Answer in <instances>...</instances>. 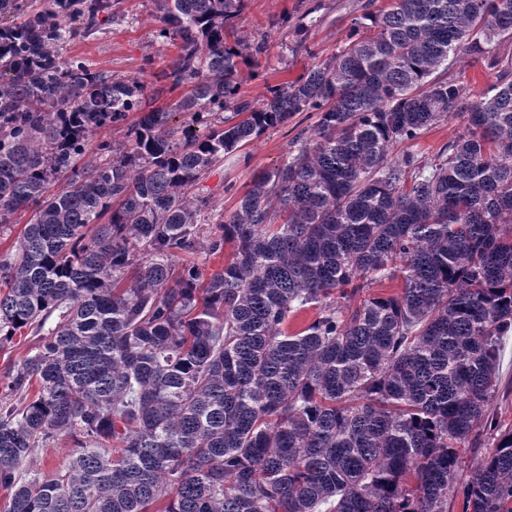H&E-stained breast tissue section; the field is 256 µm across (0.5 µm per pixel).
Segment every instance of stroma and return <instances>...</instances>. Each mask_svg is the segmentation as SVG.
<instances>
[{"label":"stroma","mask_w":512,"mask_h":512,"mask_svg":"<svg viewBox=\"0 0 512 512\" xmlns=\"http://www.w3.org/2000/svg\"><path fill=\"white\" fill-rule=\"evenodd\" d=\"M368 0H246L235 27L244 35L265 42L257 71L242 67L241 93L246 99H266L269 87L299 77L313 65L315 58H328L349 39L352 21L359 17ZM316 7V23L307 35H299L293 20L309 7ZM118 11L125 16L119 23L102 22L101 29L87 38L71 41L65 56H79L94 68L118 76H137L145 85L150 107L173 103L177 95L168 92L160 77L169 70L177 55L174 45L156 40L159 23L153 0H119ZM315 116L301 114L287 125L267 129L242 150L226 159L196 187L208 196L216 212L230 214L239 199L251 188L253 174L282 166L288 159L291 142L303 129H311ZM465 131L462 118L452 116L425 131L419 139L395 146L391 159L411 153L427 162L454 142ZM37 339L29 331L14 336L0 346V404L19 403L20 397L9 387L8 373L14 365L33 354ZM489 411L502 427L512 426V332L503 341L499 381L489 401ZM75 450L69 436L62 435L51 445L35 449L23 462L22 477L33 473L50 474L64 466Z\"/></svg>","instance_id":"stroma-1"}]
</instances>
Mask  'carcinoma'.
Segmentation results:
<instances>
[{
	"instance_id": "1",
	"label": "carcinoma",
	"mask_w": 512,
	"mask_h": 512,
	"mask_svg": "<svg viewBox=\"0 0 512 512\" xmlns=\"http://www.w3.org/2000/svg\"><path fill=\"white\" fill-rule=\"evenodd\" d=\"M53 2L0 0L21 18L0 24V228L33 208L0 261V344L39 338L9 371L24 406H0L9 512H512V427L488 412L512 331V0H388L261 104L240 94L264 49L233 25L244 0H154L182 93L149 111L138 77L60 52L116 2ZM463 56L495 75L476 101L438 74ZM303 112L288 161L213 214L200 177ZM450 115L466 131L432 161L388 160ZM200 224L209 253L234 246L207 280L184 261ZM62 433L67 465L20 476ZM496 434L488 429H482L478 436V444L476 448L467 445L466 453L463 455L461 462L460 475L462 478H468L474 467H476L484 457L491 453L494 449Z\"/></svg>"
}]
</instances>
